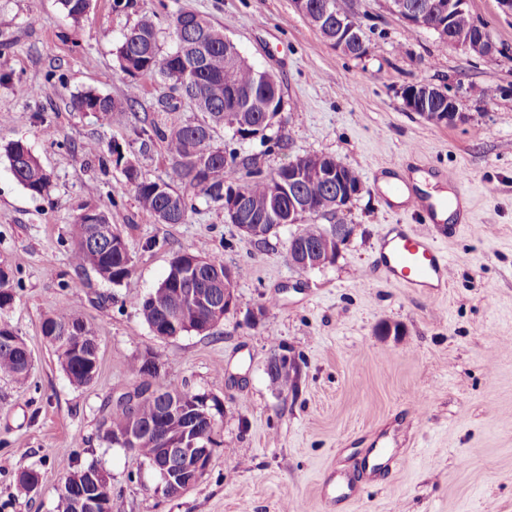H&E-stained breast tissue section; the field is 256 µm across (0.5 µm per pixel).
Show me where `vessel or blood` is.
<instances>
[{"label":"vessel or blood","instance_id":"vessel-or-blood-1","mask_svg":"<svg viewBox=\"0 0 512 512\" xmlns=\"http://www.w3.org/2000/svg\"><path fill=\"white\" fill-rule=\"evenodd\" d=\"M387 193L393 198H403L405 205L413 208L420 223L439 224L440 217L453 212L457 223L469 221L468 208L463 195L435 197L423 192H411L404 182H392ZM393 234L384 238L377 259L378 266L398 285L413 291H441L448 285L449 259L435 239L426 232L397 224ZM357 488L350 476L341 474L323 484L325 500L333 502L356 494Z\"/></svg>","mask_w":512,"mask_h":512}]
</instances>
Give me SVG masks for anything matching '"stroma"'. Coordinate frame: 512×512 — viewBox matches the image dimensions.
<instances>
[{"mask_svg":"<svg viewBox=\"0 0 512 512\" xmlns=\"http://www.w3.org/2000/svg\"><path fill=\"white\" fill-rule=\"evenodd\" d=\"M92 0L73 23L58 0H0V267L16 293L0 310L29 349L25 382L0 377V512H55L70 471L96 464L112 482V512H512V17L496 0H468L492 40L479 57L443 44L391 12L385 0H347L368 40L364 56L333 48L292 0ZM194 10L224 34L256 69L273 75L282 108L266 148H239L262 169L308 155H333L356 169L362 191L318 224H349L351 239L334 264L306 274L288 262V228L255 244L228 224L220 204L196 199L184 223L160 224L144 211L114 156L85 155L92 140L119 145L149 177L172 181L162 145L141 154L142 121L173 128L198 119L187 102L160 111L168 83L145 80L135 110L109 122L78 112L71 100L94 89L129 92L116 47L144 14L155 16L162 52L175 46L170 19ZM430 83L453 96L462 116L437 124L409 110L411 85ZM23 141L51 177L43 195L9 170L7 145ZM391 162L426 177L465 174L460 191L470 223L436 233L450 261L447 288L414 292L372 272L385 226L415 224L394 211L375 180ZM104 210L133 256L121 284L75 272L74 218L80 207ZM218 253L245 276L239 304L209 334L161 339L137 304L166 276L180 250ZM77 311L98 337L99 370L73 385L41 333L46 314ZM295 359L298 388L281 394L265 373L272 341ZM158 353L160 387L188 388L224 406L223 440L203 479L179 497L155 493L157 478L99 425L109 401L139 380L133 362ZM395 460L329 510L322 482L348 469L380 433ZM23 469L40 473L19 488Z\"/></svg>","mask_w":512,"mask_h":512,"instance_id":"1","label":"stroma"}]
</instances>
